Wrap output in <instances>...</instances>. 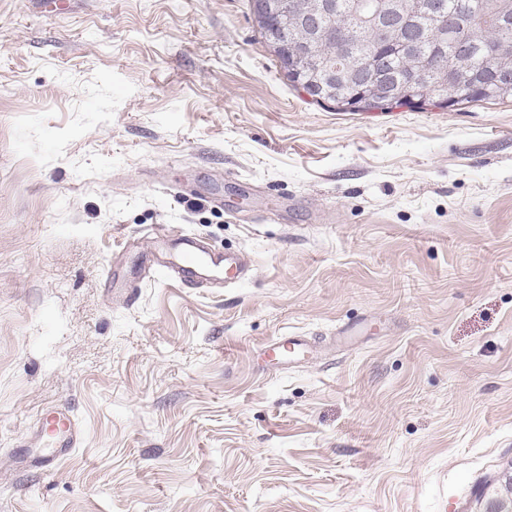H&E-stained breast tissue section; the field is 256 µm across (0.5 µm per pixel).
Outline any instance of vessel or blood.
Listing matches in <instances>:
<instances>
[{"label": "vessel or blood", "instance_id": "obj_1", "mask_svg": "<svg viewBox=\"0 0 512 512\" xmlns=\"http://www.w3.org/2000/svg\"><path fill=\"white\" fill-rule=\"evenodd\" d=\"M157 247L166 253L163 267L174 271L180 278L213 279L227 284L243 279L242 267L236 258L206 249L189 233L162 235L157 240ZM37 428L46 432L48 443L54 448H72L82 439L78 420L63 409L47 412L39 419Z\"/></svg>", "mask_w": 512, "mask_h": 512}]
</instances>
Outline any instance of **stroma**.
Returning <instances> with one entry per match:
<instances>
[{
  "label": "stroma",
  "instance_id": "35a3bbf8",
  "mask_svg": "<svg viewBox=\"0 0 512 512\" xmlns=\"http://www.w3.org/2000/svg\"><path fill=\"white\" fill-rule=\"evenodd\" d=\"M173 229L246 280L148 267ZM511 475V103L321 106L249 0H0V512H485ZM274 345L278 346L273 348L272 351L281 356L287 363L289 361H293L296 357L304 354L306 351H309L307 341L301 336H288V338L280 340ZM38 433L45 430L47 432L48 444L55 449V453L46 459L48 464H52L58 459L62 452L67 448H74L82 439V428L72 414L63 409H54L47 412L38 421Z\"/></svg>",
  "mask_w": 512,
  "mask_h": 512
}]
</instances>
